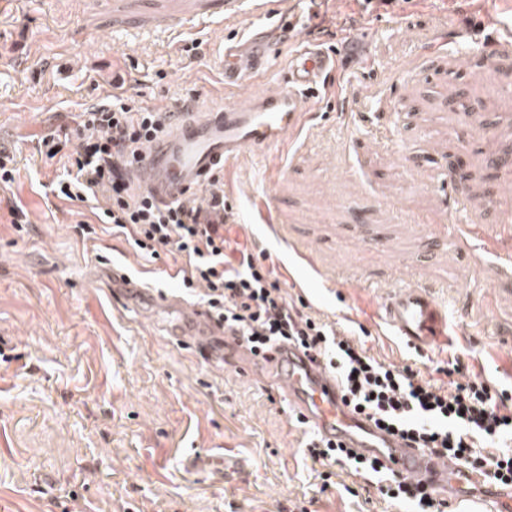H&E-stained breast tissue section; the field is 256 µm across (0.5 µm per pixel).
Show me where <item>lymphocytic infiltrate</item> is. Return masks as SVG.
Listing matches in <instances>:
<instances>
[{"label":"lymphocytic infiltrate","instance_id":"f902f5d3","mask_svg":"<svg viewBox=\"0 0 512 512\" xmlns=\"http://www.w3.org/2000/svg\"><path fill=\"white\" fill-rule=\"evenodd\" d=\"M78 146L64 153L66 129L43 138L40 153L61 159L66 172L58 192L85 203L103 196V215L116 233L143 256L184 258L182 282L199 290L208 308L235 329L252 352L289 341L326 361L340 377L354 409L378 427L396 432L415 447L442 456L486 482L512 488V395L492 387L481 374L463 370L459 358L425 376L412 365L377 360L351 331L306 312L281 286L282 273L248 242L229 237L236 222L224 198V177L215 175L198 203L156 201L136 187L128 169L150 137L167 131L159 112L122 93L112 103L79 115ZM309 456L326 466L376 479L388 502L413 504L415 512H445L446 501L427 486L388 471L378 460L360 459L341 445L310 436Z\"/></svg>","mask_w":512,"mask_h":512}]
</instances>
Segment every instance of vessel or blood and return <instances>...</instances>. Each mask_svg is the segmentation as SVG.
<instances>
[{
    "instance_id": "obj_1",
    "label": "vessel or blood",
    "mask_w": 512,
    "mask_h": 512,
    "mask_svg": "<svg viewBox=\"0 0 512 512\" xmlns=\"http://www.w3.org/2000/svg\"><path fill=\"white\" fill-rule=\"evenodd\" d=\"M316 11L310 0H259L249 26L224 44V86L238 92V99L220 108L197 104L186 115H173L170 132L148 143L134 163L135 184L159 201L182 199L243 151L279 144L296 129L302 114L346 60L341 49L307 41ZM290 32L304 37L305 45L281 71L276 88L253 91ZM102 278L137 307L165 313L160 323L164 335L198 348L210 364L251 362L246 344L228 333L223 320L209 308L140 287L125 267L116 264L104 270ZM381 309L387 326L410 346L425 350L447 344L448 316L430 288L400 287L382 298ZM262 360L273 386L286 394L290 407L324 440L343 444L365 458L378 457L390 470L427 484L437 496L452 502L468 498L470 485L479 483L478 475L410 447L353 413L341 400L335 372L321 359L282 343L266 351ZM474 512H512V489L479 498Z\"/></svg>"
}]
</instances>
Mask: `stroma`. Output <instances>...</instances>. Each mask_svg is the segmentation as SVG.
<instances>
[{
  "mask_svg": "<svg viewBox=\"0 0 512 512\" xmlns=\"http://www.w3.org/2000/svg\"><path fill=\"white\" fill-rule=\"evenodd\" d=\"M486 13L512 25V0H411L366 14L328 5L313 39L335 47L340 34H366L369 65L344 68L285 145L246 150L224 173V197L233 235L280 267L285 293L364 329L376 358L426 374L457 357L512 389V274L483 245L512 252L499 235L512 218V166L489 162L512 155V52L488 47ZM250 16L225 18L224 0L0 10V148L17 158L0 207L26 214L19 231L0 222V512H411L337 466L322 483L304 426L263 373L210 365L94 281L114 261L143 287L188 295L182 259H145L99 223L106 198H57L63 166L38 150L111 100L116 76L157 111L190 97L224 104V42ZM458 87L472 112L449 105ZM450 224L478 234L448 238ZM429 239L439 246L425 258ZM414 284L447 309V345L419 351L383 324L381 298Z\"/></svg>",
  "mask_w": 512,
  "mask_h": 512,
  "instance_id": "obj_1",
  "label": "stroma"
}]
</instances>
